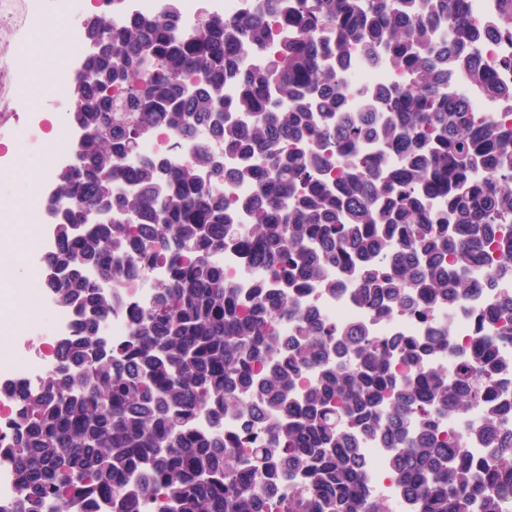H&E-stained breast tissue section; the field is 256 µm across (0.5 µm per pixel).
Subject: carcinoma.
Returning a JSON list of instances; mask_svg holds the SVG:
<instances>
[{
	"label": "carcinoma",
	"mask_w": 512,
	"mask_h": 512,
	"mask_svg": "<svg viewBox=\"0 0 512 512\" xmlns=\"http://www.w3.org/2000/svg\"><path fill=\"white\" fill-rule=\"evenodd\" d=\"M282 22L290 34L277 41ZM509 33L512 0L484 32L467 0H250L244 16L205 18L191 34L177 0L120 26L86 18L97 47L67 113L84 135L55 179L58 243L45 258V286L77 330L44 386L15 397L10 512H99L101 499L133 512L145 498L157 512H389L368 490L362 436L383 444L409 512H503L512 401H500L494 371L498 342L512 341V292L487 313L497 335L474 336L451 381L394 370L452 354L448 321L379 339L363 323L305 314L289 294L336 290L325 274L340 267L352 299L378 317L451 312L483 287L474 268L490 247L500 261L488 283L512 278V125L477 119L448 92L462 72L512 106V86L476 52ZM355 49L404 76L361 112L341 79ZM162 127L207 136L180 167L138 157ZM214 140L237 156L233 171ZM369 142L378 156H362ZM228 176L251 183L252 197L226 198ZM434 198L446 205L428 208ZM243 209L252 223H237ZM229 248L269 289L247 293L225 275L211 257ZM155 263L167 276L129 311L130 339L114 348L116 295ZM281 318L294 324L286 339ZM202 412L206 429L195 425ZM450 415L465 421L462 436L440 434ZM226 416L263 438L224 439ZM464 439L484 443L483 455Z\"/></svg>",
	"instance_id": "carcinoma-1"
}]
</instances>
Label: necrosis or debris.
<instances>
[{"label": "necrosis or debris", "mask_w": 512, "mask_h": 512, "mask_svg": "<svg viewBox=\"0 0 512 512\" xmlns=\"http://www.w3.org/2000/svg\"><path fill=\"white\" fill-rule=\"evenodd\" d=\"M247 0H179L180 20L184 28L197 26L206 17L232 18L244 14ZM29 19L42 34L40 53H50L59 40L68 44V63L55 75L61 93L52 106L37 108L29 112L23 100H13V110L23 111L24 116L12 127L10 134L0 140V175H11L26 156H34L38 164L28 182L30 200L16 206H0V223H22L39 256L49 254L57 246L54 224L47 212V203L53 193L56 173L72 164L74 151L82 137L81 130L65 116L64 95L80 73L85 58L90 53L82 31V19L71 4V0H60L53 13L44 15L30 11ZM343 81L350 92V103L361 107L368 91L384 85H397L402 76L387 62L371 65L361 55H354ZM166 268L155 265L137 279L123 309L115 312L106 326L113 347H121L129 339L127 314L130 307L150 302L153 285L163 279ZM295 304L314 308L327 322H363L374 336H420L431 328L429 321L411 313L378 320L356 305L351 297L341 293H329L316 288L293 294ZM7 308L12 324V335L40 339L41 348L31 352L26 344H18L13 352L0 350V437H7L13 430L14 400L12 388H40L54 370L56 351L60 343L74 335L76 317L72 311L56 302L45 286V278L39 261L33 262L28 278L16 282L11 292L0 301ZM368 481L372 494L388 501L394 512H405L406 502L396 483L391 479L387 456L377 445L369 443L364 448Z\"/></svg>", "instance_id": "necrosis-or-debris-1"}]
</instances>
